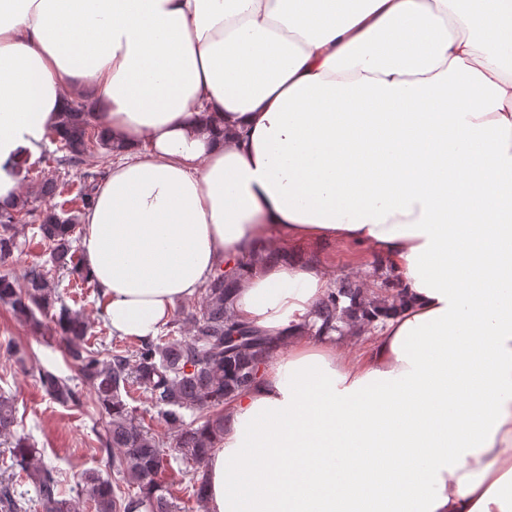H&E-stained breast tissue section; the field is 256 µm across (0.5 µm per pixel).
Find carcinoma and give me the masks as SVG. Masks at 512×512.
<instances>
[{
    "instance_id": "cac0c4a2",
    "label": "carcinoma",
    "mask_w": 512,
    "mask_h": 512,
    "mask_svg": "<svg viewBox=\"0 0 512 512\" xmlns=\"http://www.w3.org/2000/svg\"><path fill=\"white\" fill-rule=\"evenodd\" d=\"M91 103H70L50 139L65 152L58 164L80 170L77 206L65 209L67 182L51 176L43 180L40 194L61 199L40 212L23 200L0 205V264L19 249L16 220L24 213L37 223L49 260L34 265L18 280L0 275V302L37 332L43 319L53 324L64 359L76 376L62 377L42 368L39 384L46 396L63 406H80L82 386L91 390L92 401L104 420L99 450L113 477L96 470L82 473L70 490L63 488L54 466L44 462L29 438L16 434V408L11 398L0 395V439L9 445V470L34 489V496L17 490L13 478L0 477V512H81L89 504L93 512H180L179 489L161 481L173 467L179 485L198 506L205 507L204 463L216 442L224 437V411L238 394L250 389L260 367L276 347L251 326L238 321L232 293L236 282L249 272V263L222 266L200 290L193 302H182L156 338L131 346L116 344L104 353L87 341L90 327L80 312L71 309L57 288L55 274L66 272L85 284L92 278L73 246L79 215L93 202L106 172L93 168L90 159L112 155V140L92 123ZM380 292L369 298L364 283L345 276L329 289L315 309L320 330L331 332L357 321L365 330L393 310L402 290L392 275L382 272ZM0 352L19 367L26 352L13 342L0 344ZM136 392L147 404L145 413L164 429L161 435L129 406L126 397Z\"/></svg>"
}]
</instances>
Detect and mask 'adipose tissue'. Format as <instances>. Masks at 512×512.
I'll return each mask as SVG.
<instances>
[{
	"label": "adipose tissue",
	"mask_w": 512,
	"mask_h": 512,
	"mask_svg": "<svg viewBox=\"0 0 512 512\" xmlns=\"http://www.w3.org/2000/svg\"><path fill=\"white\" fill-rule=\"evenodd\" d=\"M117 146L80 248L118 336L227 260L281 354L225 411L206 512H512V0H0V162L74 94ZM363 247L405 287L317 336ZM311 255H316L317 262L332 269L335 275V288L329 289L314 311L316 320L321 322L319 331H342L339 324L352 323L353 319L363 331L368 330L386 317L400 301L402 290L387 272L378 276L381 286L377 296H366L364 283L369 289L377 280L370 252L358 251L343 243H307L290 247L288 262L307 264ZM344 275L357 276L364 283L357 277Z\"/></svg>",
	"instance_id": "adipose-tissue-1"
}]
</instances>
